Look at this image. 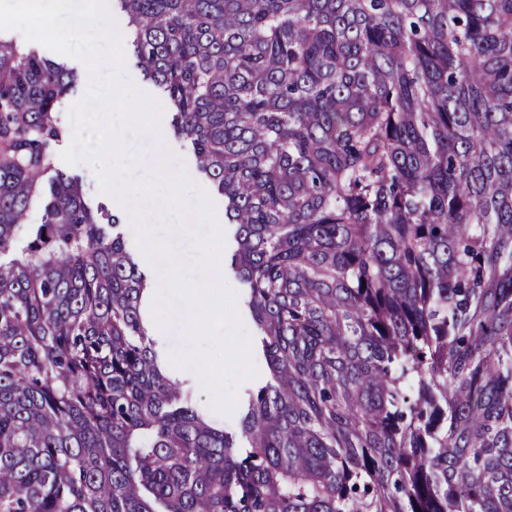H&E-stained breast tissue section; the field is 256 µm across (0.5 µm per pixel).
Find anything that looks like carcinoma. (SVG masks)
<instances>
[{"instance_id": "1", "label": "carcinoma", "mask_w": 512, "mask_h": 512, "mask_svg": "<svg viewBox=\"0 0 512 512\" xmlns=\"http://www.w3.org/2000/svg\"><path fill=\"white\" fill-rule=\"evenodd\" d=\"M109 6L224 197L269 375L229 431L167 371L55 167L76 72L0 38V512H512V0Z\"/></svg>"}]
</instances>
